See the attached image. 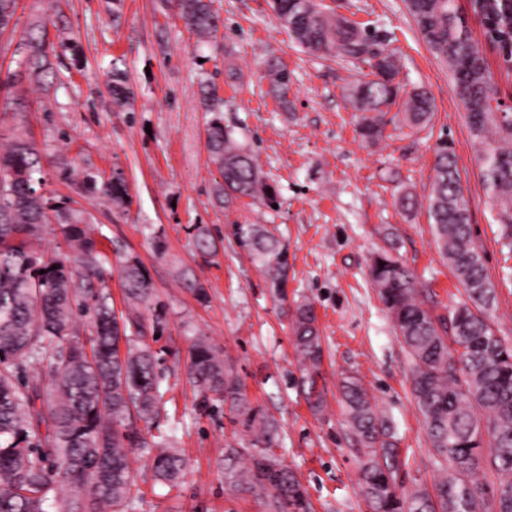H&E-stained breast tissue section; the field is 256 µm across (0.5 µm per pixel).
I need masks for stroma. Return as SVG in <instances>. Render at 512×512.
<instances>
[{"mask_svg": "<svg viewBox=\"0 0 512 512\" xmlns=\"http://www.w3.org/2000/svg\"><path fill=\"white\" fill-rule=\"evenodd\" d=\"M325 2L347 7L369 29L393 33L401 81L425 86L435 100L425 130L408 137L389 125L376 144L363 142L342 91L353 68L301 52L269 0H214L222 25L207 44L198 43L160 0L20 2L19 29L43 24L50 38L63 40L49 56L59 81L48 93L29 79L13 87L20 108L0 111V133L23 132L35 140L45 156L43 192L84 211L107 253L138 257L166 312L158 340L170 387L162 423L188 469L170 487L154 480L147 456L132 453L135 512H265L259 496L224 483L225 467L249 463L257 450L252 432L232 423L227 412L200 411V394L186 377L197 335L238 376L252 407L275 421L276 452L305 487L312 512H371L358 485V453L347 437L338 392L347 374L362 380L379 413L392 421L409 462L406 486L432 487L428 439L410 390L413 363L377 298L368 263L375 251L394 248L437 313L447 314L462 298L438 254L427 213L438 139L454 143L474 234L497 291L495 330L512 344V251L497 235L450 73L427 49L404 0ZM115 60L134 88L123 106L115 105L105 84ZM229 60L238 80L226 75ZM272 62L291 74L289 106L271 92L266 73ZM205 86L223 99L225 123L235 126L275 186L276 207L247 199L228 209L217 204L218 173L206 146L211 115L200 105ZM69 166L105 176L123 171L128 208L85 198L68 178ZM401 186L412 189L416 208L394 206L392 194ZM192 224L208 225L222 239L213 262L195 258L187 233ZM232 224L274 227L290 259L289 302L315 306L327 386L320 413L309 410L302 392L291 317L232 240ZM157 235L167 245L162 256L154 250ZM185 267L204 282L206 301L183 287L178 272Z\"/></svg>", "mask_w": 512, "mask_h": 512, "instance_id": "35a3bbf8", "label": "stroma"}]
</instances>
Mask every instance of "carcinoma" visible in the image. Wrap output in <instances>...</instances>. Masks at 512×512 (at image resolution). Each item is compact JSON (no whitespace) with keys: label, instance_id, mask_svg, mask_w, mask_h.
I'll list each match as a JSON object with an SVG mask.
<instances>
[{"label":"carcinoma","instance_id":"obj_1","mask_svg":"<svg viewBox=\"0 0 512 512\" xmlns=\"http://www.w3.org/2000/svg\"><path fill=\"white\" fill-rule=\"evenodd\" d=\"M487 39L499 53L505 74L512 73V0H470ZM408 13L433 56L448 68L454 93L466 112L469 135L477 147L483 188L496 212L499 236L512 250V108L497 102V87L484 52L471 37L456 0H405ZM184 25L201 40L217 38L220 18L213 0H166ZM19 0H0V49L14 47L0 84L14 87L23 77L50 92L54 78L46 28L17 33ZM278 22L308 53L337 58L357 72L346 88L361 113L359 134L367 142L383 137L386 116L397 107L401 122L417 129L435 110L423 86L398 81L399 59L387 49L390 36L376 35L324 0H271ZM272 90L281 98L291 84L284 66L270 64ZM112 98L128 99L132 88L118 67L109 75ZM204 111L214 114L206 145L220 180L217 201L229 207L243 198L271 207L275 188L263 178L253 153L223 124L209 91ZM42 155L25 136L0 151V512H135L137 473L129 454L138 448L153 455L154 477L175 485L184 458L169 447L160 429L164 405L161 359L148 335H157L165 318L153 304L148 274L135 256L119 265L127 313L117 314L107 289L106 253L88 231L82 212L42 193ZM83 194L107 196L118 209L130 204L122 173L105 179L84 172ZM435 244L464 289L466 299L441 315L420 299L410 271L389 251L373 254L369 275L396 335L413 361L411 393L430 443L438 472L433 490L407 491L402 459L391 421L373 406L361 380L340 379L347 436L359 458V486L372 512H512V345L497 335L493 311L495 284L476 243L469 201L448 140L434 147L433 179L427 198ZM55 223L77 254L67 257L35 247ZM197 257L204 263L218 254L208 226L189 227ZM232 236L263 272L278 299L288 250L263 224H235ZM185 288L203 301L205 287L194 272L181 273ZM153 313L149 328L145 311ZM90 315L85 345L70 334L75 314ZM291 330L300 356L305 399L321 411L322 336L313 305L296 304ZM187 374L208 406L228 408L231 421L254 431L267 453L251 466L225 472L227 484L263 497L268 512H309V502L294 475L273 451L277 426L251 407L241 381L224 365L209 341L196 337L187 357ZM144 427H139V424ZM157 430L152 441L143 431ZM491 473L493 484L479 475ZM67 486L74 497L63 501Z\"/></svg>","mask_w":512,"mask_h":512}]
</instances>
